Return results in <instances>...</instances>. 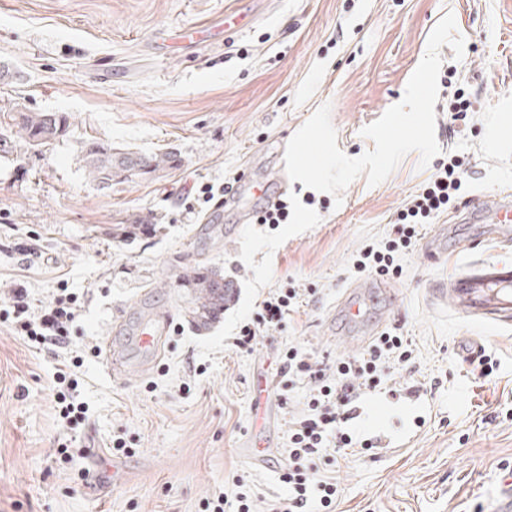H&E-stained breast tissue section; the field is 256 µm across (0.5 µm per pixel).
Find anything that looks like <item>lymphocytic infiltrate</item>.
<instances>
[{"label":"lymphocytic infiltrate","mask_w":512,"mask_h":512,"mask_svg":"<svg viewBox=\"0 0 512 512\" xmlns=\"http://www.w3.org/2000/svg\"><path fill=\"white\" fill-rule=\"evenodd\" d=\"M463 164V159L453 152L439 162L435 174L398 211L393 237L378 245L364 246L352 264L353 272L372 273L383 279L401 276L399 256L415 247L424 224L447 211L460 196L464 186ZM297 296L296 289L289 285L269 292L250 322L241 326L234 347L251 351L258 337L283 328L297 304ZM79 321L78 298L64 288L37 306L30 304L27 288H16L11 309L0 312V322L7 324L29 347L40 351L65 350L66 357L54 379L59 386L57 398L66 427L72 431L87 419L75 374L76 368L82 367L85 355L68 351ZM412 354L407 337L393 330L381 332L359 355L330 364L294 346L283 350L277 369L278 388L289 392L296 384H305L307 408L288 423V462L280 475L288 487V497L271 501L269 512H336L340 485L335 477L320 472L318 463L337 461L358 448L370 450V442L356 437L347 424L361 396L382 389L390 371L408 368Z\"/></svg>","instance_id":"obj_1"}]
</instances>
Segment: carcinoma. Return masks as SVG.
<instances>
[{
  "label": "carcinoma",
  "mask_w": 512,
  "mask_h": 512,
  "mask_svg": "<svg viewBox=\"0 0 512 512\" xmlns=\"http://www.w3.org/2000/svg\"><path fill=\"white\" fill-rule=\"evenodd\" d=\"M17 133L31 146H40L64 135L68 117L59 112H23L14 116ZM81 162L88 176L107 188L115 180L133 176L160 178L180 165L172 151L146 154L123 150L110 144L91 142L82 151ZM181 286L190 289L188 317L199 329L210 326L224 311V277L217 270L195 267L179 275Z\"/></svg>",
  "instance_id": "1"
}]
</instances>
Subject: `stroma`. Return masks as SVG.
I'll list each match as a JSON object with an SVG mask.
<instances>
[{
    "mask_svg": "<svg viewBox=\"0 0 512 512\" xmlns=\"http://www.w3.org/2000/svg\"><path fill=\"white\" fill-rule=\"evenodd\" d=\"M464 56L442 46L441 75H454L475 110L451 123L437 101L441 152L464 154L462 201L512 190V0H0V310L25 286L32 304L58 288L79 297L74 349L114 340L130 371L113 383L101 357L79 372L89 406L80 432L83 457L61 458L69 438L56 402L58 364L0 324V512H202L204 501L234 496L246 474L254 512L284 498L275 470L252 464L241 444L254 426L253 375H275L285 346L331 362L362 344L336 335L328 318L353 277L356 252L392 235L391 218L430 178L419 153L406 155L382 183L355 179L342 202L288 183L287 223L240 221L247 192L205 223L200 182L223 188L241 174L271 177L293 134L330 104L337 145L357 157L373 149L366 125L401 101L430 33L446 14ZM242 29L222 32L225 15ZM206 29V42L176 39ZM62 112L65 136L41 146L19 138L17 111ZM92 141L145 153L172 151L180 166L165 177H136L103 188L80 159ZM451 212L438 263L424 243L399 258L395 300L379 298L366 322L398 327L412 342V367L390 386L432 385L426 413L396 400L371 420L404 438L328 467L342 488L337 512H484L487 496L512 487V313L469 314L443 301L449 279L488 262L512 263V241L465 240L479 230ZM116 224H151V235L116 238ZM194 265L235 279V298L209 330L185 315L188 292L177 275ZM301 302L284 329L252 351L232 339L258 304L285 281ZM151 297L172 317L158 363L112 336L117 312ZM478 339L493 368L482 374L461 350ZM130 447L111 449L112 439ZM120 470H113V462ZM90 469L98 483L79 481Z\"/></svg>",
    "mask_w": 512,
    "mask_h": 512,
    "instance_id": "1",
    "label": "stroma"
}]
</instances>
